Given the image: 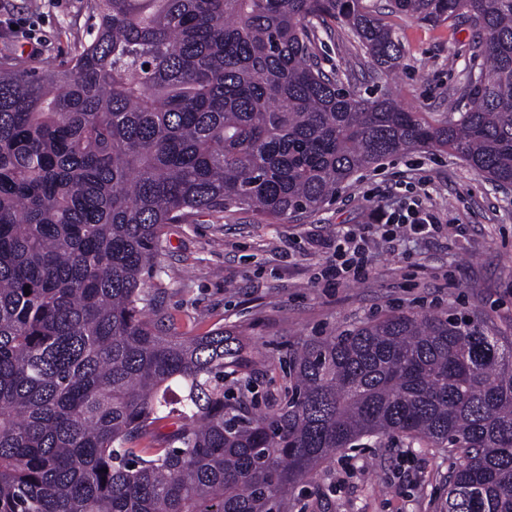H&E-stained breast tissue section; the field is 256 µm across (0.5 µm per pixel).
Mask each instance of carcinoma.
Masks as SVG:
<instances>
[{"label":"carcinoma","mask_w":512,"mask_h":512,"mask_svg":"<svg viewBox=\"0 0 512 512\" xmlns=\"http://www.w3.org/2000/svg\"><path fill=\"white\" fill-rule=\"evenodd\" d=\"M390 7L473 25L485 68L440 120L318 65L334 21L402 69L363 0H89L66 58L0 53V512H287L289 489L382 436L456 451L442 512H512V336L481 317L392 311L308 340L261 407L258 355L178 331L145 288L166 225L309 216L407 152L512 185V0Z\"/></svg>","instance_id":"carcinoma-1"}]
</instances>
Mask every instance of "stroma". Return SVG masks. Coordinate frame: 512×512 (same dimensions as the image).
<instances>
[{
  "label": "stroma",
  "instance_id": "1",
  "mask_svg": "<svg viewBox=\"0 0 512 512\" xmlns=\"http://www.w3.org/2000/svg\"><path fill=\"white\" fill-rule=\"evenodd\" d=\"M396 33L405 66L397 77L376 72L352 35L338 25L318 28L320 67L362 94L392 91L405 108L430 120L460 97L482 61L464 19L430 26L366 0ZM30 25L16 37L0 31V50L45 59L86 39L87 0H0ZM421 201L443 229L422 239L393 241L374 231L381 212ZM370 226L373 273L326 288L318 274L336 236ZM161 270L147 282L182 331L222 327L251 344L266 365L254 366V391L281 381L277 364L288 348L331 336L393 310L465 311L512 334V185L478 176L449 154L413 152L358 173L315 214L267 224L248 211L215 221L196 214L165 228ZM456 456L371 438L324 463L316 480L288 492V512H441Z\"/></svg>",
  "mask_w": 512,
  "mask_h": 512
}]
</instances>
